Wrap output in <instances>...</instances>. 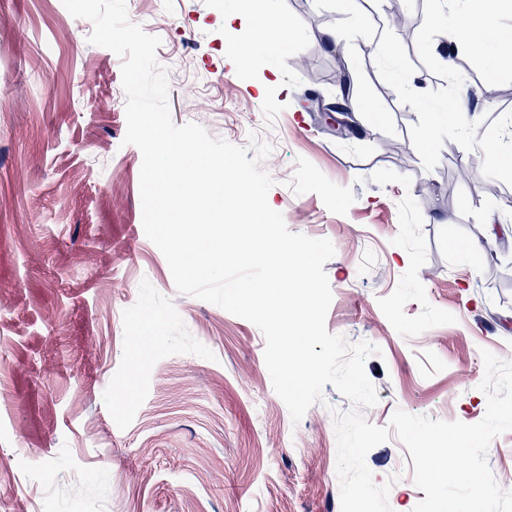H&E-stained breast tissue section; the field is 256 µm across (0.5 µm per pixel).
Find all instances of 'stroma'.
Listing matches in <instances>:
<instances>
[{
    "mask_svg": "<svg viewBox=\"0 0 512 512\" xmlns=\"http://www.w3.org/2000/svg\"><path fill=\"white\" fill-rule=\"evenodd\" d=\"M228 2L125 0L130 21L170 20L156 53L173 122L272 145L269 202L291 232L335 247L328 332L382 350L365 363L368 422L398 409L479 422L483 351L512 361V186L488 191L482 150L445 141L429 171L410 147L419 117L373 50L384 29L411 30L412 89L444 87L413 39L425 0H373L364 26L341 0H260L293 29L270 50L263 29L225 20ZM91 31L62 0H0V512H341L332 413L352 403L328 385L293 422L260 329L176 290L143 229L122 60ZM245 40L248 62L234 50ZM340 58L359 99L347 137L311 104L333 102ZM488 89L466 74L462 106L512 111V95ZM389 140L408 153L388 156ZM366 463L392 512L424 499L397 437Z\"/></svg>",
    "mask_w": 512,
    "mask_h": 512,
    "instance_id": "stroma-1",
    "label": "stroma"
}]
</instances>
